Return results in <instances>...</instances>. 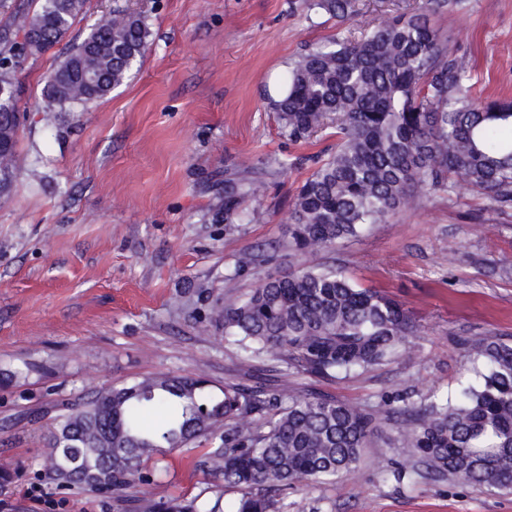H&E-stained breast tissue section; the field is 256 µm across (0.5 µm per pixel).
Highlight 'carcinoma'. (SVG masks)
<instances>
[{
  "label": "carcinoma",
  "instance_id": "obj_1",
  "mask_svg": "<svg viewBox=\"0 0 512 512\" xmlns=\"http://www.w3.org/2000/svg\"><path fill=\"white\" fill-rule=\"evenodd\" d=\"M460 0H417L410 13L368 27L292 60L272 102L288 140L303 142L336 125V146L298 189L289 243L314 253L386 224L406 204L459 184L512 203V100L469 94L463 56H448L429 15ZM85 0H37L12 15L22 42L0 34V195L14 190L19 158L14 73L23 56L47 52L69 34ZM340 23L354 0H313ZM152 39L147 16L116 9L65 53L49 75L46 111L84 107L121 85ZM240 165L224 180V203L213 220L242 224L261 180ZM210 320L224 327L243 363L266 358L296 373L347 377L413 359L417 325L403 305L360 288L339 268L302 267L272 273L247 293L226 297ZM487 373L477 388L399 409L403 428L393 475L402 480L424 465L435 479H458L490 492L512 491V344L493 337L473 343ZM271 405L278 411L267 416ZM374 429V414L332 397L161 374L123 387L92 391L67 408L48 438L44 467L60 485L124 492L150 478L142 463L205 438L215 447L201 466L239 490L232 512H286L278 500L300 484L351 478ZM71 445L85 468H62L58 449ZM148 512H221L220 503H153Z\"/></svg>",
  "mask_w": 512,
  "mask_h": 512
}]
</instances>
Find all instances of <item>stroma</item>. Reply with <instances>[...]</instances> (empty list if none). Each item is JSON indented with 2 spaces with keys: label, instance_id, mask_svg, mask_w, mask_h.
Listing matches in <instances>:
<instances>
[{
  "label": "stroma",
  "instance_id": "obj_1",
  "mask_svg": "<svg viewBox=\"0 0 512 512\" xmlns=\"http://www.w3.org/2000/svg\"><path fill=\"white\" fill-rule=\"evenodd\" d=\"M416 0H357L354 21L309 10L308 0H86L68 42L115 9L142 11L153 36L131 77L79 112H49L43 87L63 46L16 71L23 158L0 198V512H145L147 502H234L199 461L210 441L153 455L155 482L122 495L63 487L42 463L67 405L104 386L160 373L194 374L214 389L287 379L373 411L376 428L357 479L288 493V512H512V494L456 479L396 480L400 450L388 412L478 386L480 337L512 344V206L460 189L372 224L315 254L288 249V218L331 132L288 141L270 101L293 58L390 20ZM448 52L471 65V93L512 99V0H461L430 17ZM251 166L264 183L249 224L214 222L227 169ZM454 262H447V254ZM252 256L246 268L238 261ZM334 263L359 286L404 304L419 323L414 361L325 379L241 365L209 318L230 293L268 274ZM41 487L42 504L25 498Z\"/></svg>",
  "mask_w": 512,
  "mask_h": 512
}]
</instances>
